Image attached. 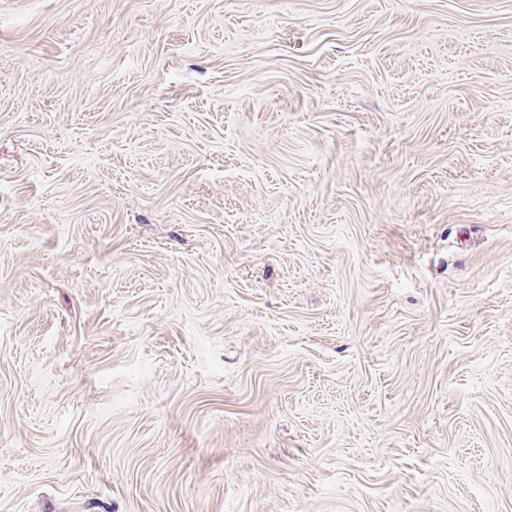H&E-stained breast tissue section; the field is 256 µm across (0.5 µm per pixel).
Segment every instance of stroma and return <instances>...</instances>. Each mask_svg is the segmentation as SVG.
Wrapping results in <instances>:
<instances>
[{
  "instance_id": "35a3bbf8",
  "label": "stroma",
  "mask_w": 512,
  "mask_h": 512,
  "mask_svg": "<svg viewBox=\"0 0 512 512\" xmlns=\"http://www.w3.org/2000/svg\"><path fill=\"white\" fill-rule=\"evenodd\" d=\"M0 512H512V0H0Z\"/></svg>"
}]
</instances>
